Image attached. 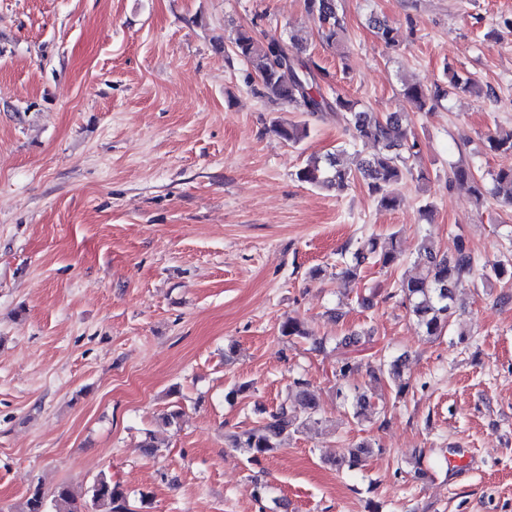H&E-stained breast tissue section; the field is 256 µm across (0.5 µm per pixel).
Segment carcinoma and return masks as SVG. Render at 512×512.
<instances>
[{
  "instance_id": "carcinoma-1",
  "label": "carcinoma",
  "mask_w": 512,
  "mask_h": 512,
  "mask_svg": "<svg viewBox=\"0 0 512 512\" xmlns=\"http://www.w3.org/2000/svg\"><path fill=\"white\" fill-rule=\"evenodd\" d=\"M304 2L306 12L320 23L322 40L332 46L340 43L343 24L337 0ZM371 24L386 45L398 43V31L387 20L373 17ZM231 51L246 62L258 77L263 96L273 102L286 103L304 114L334 112L354 141L371 143L375 147L370 158L362 161L354 170L341 166L334 154L323 159L312 157L297 171L299 181L311 186L337 185L345 188L360 179L365 182L379 207H396L398 187L412 175V161L422 153V144L416 134L404 128L401 120L394 115L376 117L358 101L338 92L326 91L329 73L307 55L306 47L293 36L287 40L271 36L258 41L248 32L240 31L231 42ZM403 94L418 110L429 111L445 99L448 90L439 84L427 88L419 83H407ZM271 127L282 139L292 144L300 143L309 133L307 123H288L279 117L272 119ZM486 148L493 153L512 155V129L488 135ZM464 184L469 185L478 200L487 192L512 207V167L502 168L491 175V187L487 189L475 178L470 166L460 161L451 166L448 188ZM344 252L351 254V259L344 262L340 275L350 282L358 280L363 269L370 265L386 268L401 259V251L396 243L380 249L372 236L357 242L353 249L345 247ZM417 259L420 271L399 281L396 292L402 297L409 315L429 337L442 336L448 331L454 315L452 286L457 281L474 276L484 282L500 280L512 269V259H507L489 272L479 270L473 250L462 238L458 239L454 254L448 257L436 251L431 237L427 236L419 245ZM280 332L291 339L309 338L304 324L297 318L284 320ZM367 375L372 383H387L398 397L408 392L409 381L404 377L403 363L399 358L368 366ZM353 399L356 417L366 418L377 414L376 402L367 392H359ZM297 403L302 408L300 413L295 409ZM317 411L315 391L307 380L297 378L275 411L261 424L231 436L228 447L258 462L278 450L288 435L301 433L319 424ZM370 451V446L362 443L346 449V455L333 460V463L352 468L359 465L362 457ZM52 497L56 512H129L121 485L104 476L94 481L87 502H76L70 488L64 484L54 490ZM21 512H47V498L41 487L35 486L29 490Z\"/></svg>"
}]
</instances>
